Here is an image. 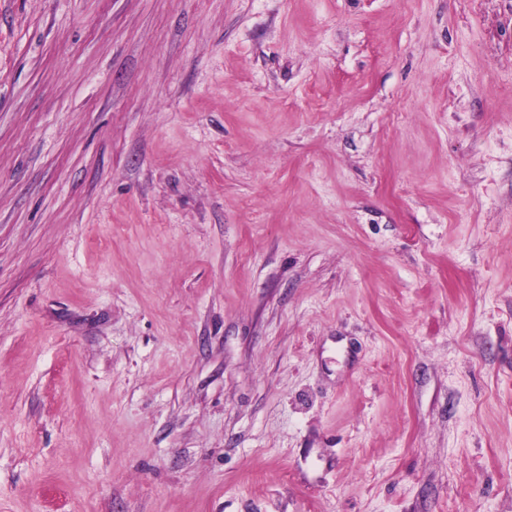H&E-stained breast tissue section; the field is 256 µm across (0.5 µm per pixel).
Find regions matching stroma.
I'll list each match as a JSON object with an SVG mask.
<instances>
[{
	"mask_svg": "<svg viewBox=\"0 0 512 512\" xmlns=\"http://www.w3.org/2000/svg\"><path fill=\"white\" fill-rule=\"evenodd\" d=\"M0 512H512V0H0Z\"/></svg>",
	"mask_w": 512,
	"mask_h": 512,
	"instance_id": "35a3bbf8",
	"label": "stroma"
}]
</instances>
